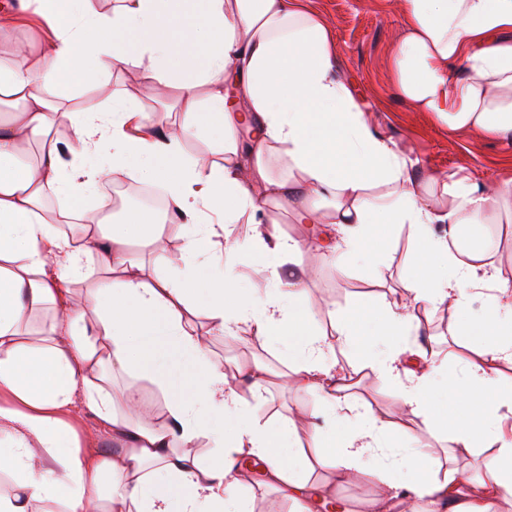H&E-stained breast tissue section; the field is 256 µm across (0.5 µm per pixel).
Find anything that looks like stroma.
Here are the masks:
<instances>
[{
	"label": "stroma",
	"mask_w": 512,
	"mask_h": 512,
	"mask_svg": "<svg viewBox=\"0 0 512 512\" xmlns=\"http://www.w3.org/2000/svg\"><path fill=\"white\" fill-rule=\"evenodd\" d=\"M317 13L331 28L334 38L337 72L350 85L353 93L372 110L375 125L381 134L391 137L409 150L413 157L430 171L445 172L467 167L481 180L495 181L512 174V144L496 140L474 143L471 137L454 135L439 124L428 112L415 111L396 92L392 67L393 45L405 25L398 0H301ZM101 85L82 84L63 90L61 100L68 109L94 107L111 111L113 97L135 92L146 83L142 70L119 66L101 77ZM283 234L297 239L303 251L298 260L302 266L313 267L314 273L306 288L310 306L318 327L331 329L333 313L339 309L361 307L366 314H374V295L385 288L391 300L404 296L402 280L407 272V256L413 248L409 227L396 228L388 239L382 260L378 265L358 264L336 267L318 263L316 253L309 249V225L286 221L281 224ZM452 323L447 309L433 312L418 344L446 355L448 375L460 380L466 368L457 354L460 347L451 336ZM209 347L214 359L232 367L243 362L259 360L272 373L286 372L288 360L281 344L252 338L233 341L210 337ZM354 357L339 356L338 370L353 377L351 390L354 398L368 402L375 413L395 416L400 407V391L379 379L370 370L354 372ZM318 403L304 392L280 382H273L264 395L259 412L261 421L293 418L299 436H306L315 420L310 413ZM427 452L433 462H454L473 482L486 479L485 460L488 450L455 447L448 434H426ZM317 482L334 485L335 494H315L311 512H368L366 504L376 497V484L368 480L351 483L338 482L327 470L318 471ZM242 488L252 499L254 512H295V504L274 486L267 483L261 462L251 460L244 464Z\"/></svg>",
	"instance_id": "35a3bbf8"
}]
</instances>
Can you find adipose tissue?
Listing matches in <instances>:
<instances>
[{
	"label": "adipose tissue",
	"instance_id": "obj_1",
	"mask_svg": "<svg viewBox=\"0 0 512 512\" xmlns=\"http://www.w3.org/2000/svg\"><path fill=\"white\" fill-rule=\"evenodd\" d=\"M89 0H21L0 14V42L27 13L41 15L52 34L39 56L18 51L0 65V465L17 476L0 494V512H31L35 502H59L64 512H252L241 491V467L256 459L266 479L309 512L306 471L319 465L339 481L357 478L383 488L373 512H488L512 498V387L501 365L512 366V282L500 279L485 242L512 234V178L477 180L464 167L423 171L397 142L382 136L363 103L336 73L329 26L299 0H118L111 16L88 10ZM406 19L393 52L395 87L416 111L433 113L450 132L512 140V0H400ZM145 71L176 88L179 123L155 127L142 94L113 101L108 112L64 111L55 91L96 79L117 65ZM234 83V93L222 87ZM213 86L201 97V86ZM70 122L73 153L112 148L110 163L68 169L47 138ZM205 136L223 163L190 158L184 143ZM40 144L35 163L23 145ZM288 163L274 177L271 156ZM142 178L162 184L166 216L179 225L187 266L210 257L215 238L230 253L253 251L265 289H245L233 267L198 295L182 272L153 275L132 244L163 256V227L144 212L126 211L122 224L98 237L96 224L71 210L55 216L46 203L77 199L100 183ZM288 205L292 219L310 225L319 257L344 267L380 256L384 228L409 225L414 248L394 303L378 291L373 319L342 313L335 340L314 329L305 280L288 266L299 241L268 222L270 206ZM82 227L71 238L58 220ZM249 224L245 239L225 234ZM466 249H459L460 234ZM95 285L76 293L87 279ZM491 287L484 313L472 315L476 288ZM203 299L209 324L191 317ZM54 305L41 343L26 342L31 310ZM447 308L463 339L467 371L448 378V366L429 348H413L420 313ZM280 339L289 382L317 398L318 416L343 422V438L313 427L300 439L291 420L259 425L270 371L260 361L231 373L212 359L207 337ZM350 352L362 367L402 386L403 410L425 429L448 432L460 448H489L491 478L480 495L456 467L435 468L420 433L397 460L392 482L381 441L398 431L348 394L336 374V355ZM140 368L165 395V413L147 424L129 387L107 388L105 369ZM446 379L448 414L430 393ZM249 380L250 395L240 384ZM82 398L112 433L120 451L83 449L65 420ZM212 462L193 454L200 439Z\"/></svg>",
	"mask_w": 512,
	"mask_h": 512
}]
</instances>
